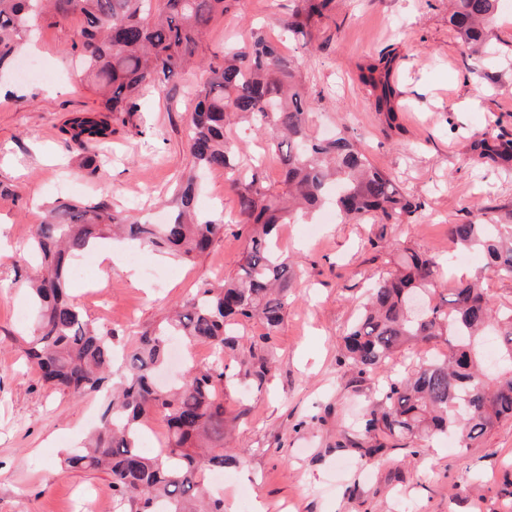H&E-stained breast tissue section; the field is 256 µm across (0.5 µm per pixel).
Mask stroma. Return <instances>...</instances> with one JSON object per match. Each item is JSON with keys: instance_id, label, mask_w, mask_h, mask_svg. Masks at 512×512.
I'll return each mask as SVG.
<instances>
[{"instance_id": "stroma-1", "label": "stroma", "mask_w": 512, "mask_h": 512, "mask_svg": "<svg viewBox=\"0 0 512 512\" xmlns=\"http://www.w3.org/2000/svg\"><path fill=\"white\" fill-rule=\"evenodd\" d=\"M293 0H238L215 16L199 52H222L249 41L264 22L284 53L298 56L315 94L316 133L347 126L368 157L420 201L402 224H325L307 239L300 224L279 230L278 246L299 264L275 363L263 391L231 388L225 408L238 421L226 444L245 449L244 462L224 471L225 512H512V420L473 447L436 436L413 448L370 455L349 422L375 397L374 384L341 367V338L370 283L387 269L386 247H410L445 260L442 289L479 278L494 306H512V281L481 258L458 262L448 236L473 207L490 215L512 212V175L470 158L471 140L484 133L512 138V11L490 31L499 55L468 60L448 21V0H334L311 44L281 36L279 18ZM81 26L73 16L34 23L15 78L0 80V240L25 247L46 205L107 200L135 217L170 201L190 169L189 115L208 72L195 67L174 78L171 95L146 92L134 112L118 113L105 143L108 160L89 175L85 156L68 148L62 127L75 113L97 109L91 81L67 51ZM395 56L401 110L394 122L375 111L359 80L361 65ZM42 65L27 75L28 62ZM230 142L263 154L261 180L282 186V169L245 125L229 128ZM204 212L233 215L237 195L223 172L206 175L197 197ZM244 237L229 225L209 252L191 261L114 246L111 265L89 261L88 280H71L69 295L84 316L132 349L137 333L161 324L175 303L203 283L236 276ZM15 256L0 258V512H86L96 496L113 512L107 472L68 470L61 460L99 423L104 403L75 398L45 385L26 361L23 337L36 323L29 277L17 275Z\"/></svg>"}]
</instances>
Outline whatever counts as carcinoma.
Segmentation results:
<instances>
[{
  "mask_svg": "<svg viewBox=\"0 0 512 512\" xmlns=\"http://www.w3.org/2000/svg\"><path fill=\"white\" fill-rule=\"evenodd\" d=\"M146 2L0 0V71L19 54L33 14L51 24L81 17L71 50L95 80L101 112L137 111L135 98L145 88L170 94L172 78L191 65H205L209 72L191 116L193 174L177 190L166 223L133 219L100 200L52 207L34 227L28 250L18 256L24 264L30 253L41 259V273L30 280L38 319L25 353L44 381L70 395L108 389L101 426L63 464L106 470L116 512H224V497H202L200 488L207 472L239 465L245 452L207 451L204 445L224 443V390L232 379L256 391L268 381L295 277L293 262L276 245L280 225L311 219L328 202L344 221L402 224L421 203L374 165L349 131L331 137L311 133L313 100L299 63L263 29L251 30V43L243 50L226 48L207 60L199 56L212 19L236 0H160L153 17ZM295 2L279 26L306 42L331 0ZM449 3V23L462 54L495 53L488 32L500 0ZM395 69V58L382 56L360 74L375 97V111L386 113L390 122L400 111ZM235 117L264 137L278 157L282 190L265 185L255 168L235 163L224 138ZM61 131L95 156L112 136L110 124L88 112L67 120ZM470 152L478 163L512 169V139L485 133L471 142ZM216 170L228 175L238 197L237 214L229 221L222 212L196 210L198 180ZM228 223L247 239L237 276L206 283L175 305L173 317L158 330L141 333L123 380L109 385L114 336L94 327L71 302L70 260L87 253L109 230H120L141 246L191 258L207 252ZM448 234L457 247L481 254L487 267L512 281V213L502 223L481 209L475 218L451 225ZM389 264L392 269L373 281L358 319L343 336L339 363L370 378L412 345L443 343L447 353L422 360L409 374L387 376L377 402L359 421L364 433L376 437L367 452L406 448L434 434H448L469 448L496 424L512 419V308L496 309L476 280L436 295L443 266L431 255L405 248L389 252ZM252 321L260 322L264 333L250 337L240 353V330ZM170 336L209 345L213 360L204 368L188 367L179 381L164 386L155 375L166 362ZM228 356L238 367L232 375L224 364ZM155 413L166 419L169 440L147 454L141 426Z\"/></svg>",
  "mask_w": 512,
  "mask_h": 512,
  "instance_id": "obj_1",
  "label": "carcinoma"
}]
</instances>
